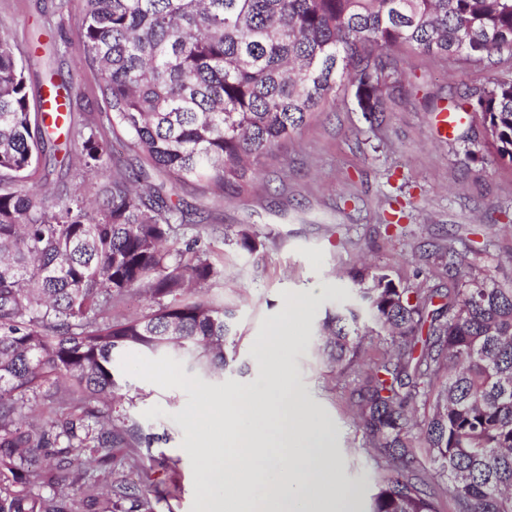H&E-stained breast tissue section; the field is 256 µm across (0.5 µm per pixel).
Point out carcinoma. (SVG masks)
I'll use <instances>...</instances> for the list:
<instances>
[{
    "mask_svg": "<svg viewBox=\"0 0 512 512\" xmlns=\"http://www.w3.org/2000/svg\"><path fill=\"white\" fill-rule=\"evenodd\" d=\"M84 62L97 67L112 130L144 163L112 157L109 140L72 112L31 111L25 68L0 34V512H105L106 495L126 512H153L149 487L89 485L75 501L33 495L46 472L106 464L112 449L140 440L102 406L119 385L122 352L173 347L208 373L229 366L224 344L234 310L190 294L223 269L198 250L174 249L184 221L164 184L194 181L215 198L248 191L261 161L336 94L356 86L375 123L398 90L380 51L407 47L483 63L512 47V0H86ZM456 109L483 116L496 158L512 164V80L464 93ZM71 147L68 169L90 182L53 199L27 185L45 147ZM369 319L390 345L355 373L350 400L387 474L369 512H512V286L468 276L436 290L441 303L401 288L382 271L355 281ZM153 304L116 320L112 305L133 292ZM354 311L322 325L330 358L352 370L362 349ZM432 414L417 420L420 387L441 371ZM61 416L28 419L25 404ZM434 468L420 469L414 439Z\"/></svg>",
    "mask_w": 512,
    "mask_h": 512,
    "instance_id": "cac0c4a2",
    "label": "carcinoma"
}]
</instances>
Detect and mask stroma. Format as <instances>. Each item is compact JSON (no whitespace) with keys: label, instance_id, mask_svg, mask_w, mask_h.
I'll return each mask as SVG.
<instances>
[{"label":"stroma","instance_id":"obj_1","mask_svg":"<svg viewBox=\"0 0 512 512\" xmlns=\"http://www.w3.org/2000/svg\"><path fill=\"white\" fill-rule=\"evenodd\" d=\"M85 8V0H0V31L10 33L23 59L31 106L55 76L69 85L74 112L108 138L112 125L99 75L82 63ZM33 44L37 53H28ZM393 58L400 90L388 99L381 124L358 112L348 84L291 136L277 160L260 165L248 193L217 199L197 184L167 182V193L189 209L180 238L200 236L201 248L224 269L204 294L235 311L228 342L235 360L207 375L170 351H126L113 365L119 396L108 411L114 420L137 424L142 441L114 449L110 464L88 465L84 481L38 479L33 494L76 500L85 482L107 488L126 479L156 487L154 512H202L199 457L206 441L188 432L186 411L260 391L267 378L257 356L261 342L289 300L305 296L289 370L327 421L339 475L359 489L357 508L367 512L384 462L353 421L349 378L320 350L322 322L358 304L353 278L366 266L425 292L447 287L453 251L466 271L512 282V165L496 159L480 114L466 115L461 135L452 138L434 128V114L449 98L495 77L512 79V52L501 51L488 64L404 50ZM63 158L60 150L43 156L30 186L48 185L61 197L81 190ZM243 231L256 239V251L239 248Z\"/></svg>","mask_w":512,"mask_h":512}]
</instances>
